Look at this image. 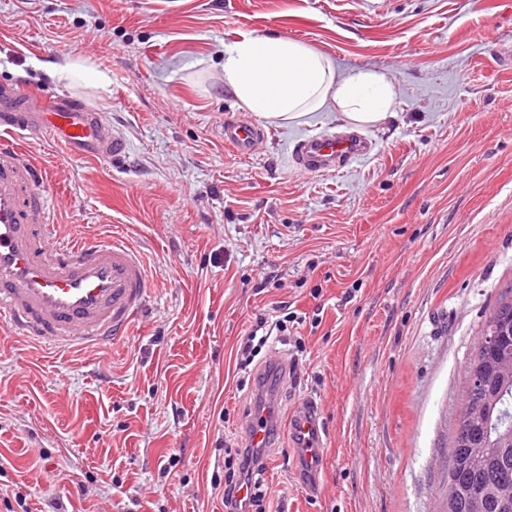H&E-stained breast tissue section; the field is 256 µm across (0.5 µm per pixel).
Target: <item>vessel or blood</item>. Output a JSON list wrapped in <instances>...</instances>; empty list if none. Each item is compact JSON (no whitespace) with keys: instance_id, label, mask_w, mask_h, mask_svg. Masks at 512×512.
I'll use <instances>...</instances> for the list:
<instances>
[{"instance_id":"1","label":"vessel or blood","mask_w":512,"mask_h":512,"mask_svg":"<svg viewBox=\"0 0 512 512\" xmlns=\"http://www.w3.org/2000/svg\"><path fill=\"white\" fill-rule=\"evenodd\" d=\"M26 133L77 158L114 162L127 149L123 136L92 107L43 89L0 85V320L12 336L58 352L112 343L149 304L147 258L117 233L57 234L47 220L48 175L18 142ZM265 138L255 124L224 123V143L239 154H252ZM369 152L361 135L339 132L299 142L294 161L303 170L322 171ZM245 432L255 447L270 441L264 416H254ZM288 435L305 449L307 472L318 474L322 436L316 404L298 407Z\"/></svg>"}]
</instances>
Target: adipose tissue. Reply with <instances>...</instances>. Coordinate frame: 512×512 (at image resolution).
<instances>
[{"instance_id":"obj_1","label":"adipose tissue","mask_w":512,"mask_h":512,"mask_svg":"<svg viewBox=\"0 0 512 512\" xmlns=\"http://www.w3.org/2000/svg\"><path fill=\"white\" fill-rule=\"evenodd\" d=\"M224 87L240 107L269 123L317 112L365 128L392 115L393 82L374 70L337 72L324 54L276 35H243L224 46Z\"/></svg>"}]
</instances>
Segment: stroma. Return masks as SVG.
I'll use <instances>...</instances> for the list:
<instances>
[{
	"mask_svg": "<svg viewBox=\"0 0 512 512\" xmlns=\"http://www.w3.org/2000/svg\"><path fill=\"white\" fill-rule=\"evenodd\" d=\"M299 40L394 82L373 151L310 172L301 140L335 114L267 125L242 157L224 122V46ZM512 0H0V84L103 112L114 163L26 148L65 237L122 232L148 309L112 345L53 354L0 322V512H224L245 420L277 423L263 512H442L465 367L512 286ZM110 77L58 80L64 57ZM270 337L248 368L243 340ZM317 404L318 478L288 419Z\"/></svg>",
	"mask_w": 512,
	"mask_h": 512,
	"instance_id": "obj_1",
	"label": "stroma"
}]
</instances>
